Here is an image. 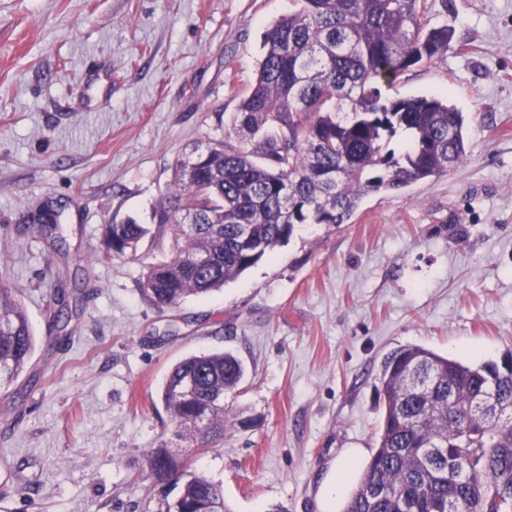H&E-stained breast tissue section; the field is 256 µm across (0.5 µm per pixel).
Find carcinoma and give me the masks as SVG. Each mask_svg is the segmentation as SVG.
<instances>
[{
  "label": "carcinoma",
  "instance_id": "cac0c4a2",
  "mask_svg": "<svg viewBox=\"0 0 512 512\" xmlns=\"http://www.w3.org/2000/svg\"><path fill=\"white\" fill-rule=\"evenodd\" d=\"M263 35L255 81L231 132L176 163L174 190L151 224L102 227L96 260L136 254L168 235L170 255L150 263L143 297L176 308L234 281L300 224H345L365 195L397 192L465 159L463 113L441 97H391L405 71L448 52L455 29L429 0H299ZM250 228L251 243L239 238ZM35 347L18 289L0 277V389ZM245 368L230 351L190 355L162 390L178 436L196 450L224 435V393ZM376 449L343 512H512V370L419 345L392 350L375 375ZM495 402L507 422L470 416ZM208 418L206 430L196 420ZM165 512H204L224 490L192 456L150 451Z\"/></svg>",
  "mask_w": 512,
  "mask_h": 512
}]
</instances>
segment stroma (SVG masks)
I'll return each mask as SVG.
<instances>
[{
    "label": "stroma",
    "instance_id": "35a3bbf8",
    "mask_svg": "<svg viewBox=\"0 0 512 512\" xmlns=\"http://www.w3.org/2000/svg\"><path fill=\"white\" fill-rule=\"evenodd\" d=\"M296 0H0V275L36 336L0 389V512H159L148 454L185 453L161 400L181 359L236 354L224 439L196 462L231 512H320L346 449L363 469L379 431L385 353L421 345L466 361L512 355V0H448L447 54L396 97L447 95L469 148L447 174L369 194L348 223L302 224L235 281L160 310L145 266L172 246L99 263L101 227L152 221L173 167L223 138ZM64 209L56 250L31 214ZM86 285L66 328L46 300Z\"/></svg>",
    "mask_w": 512,
    "mask_h": 512
}]
</instances>
